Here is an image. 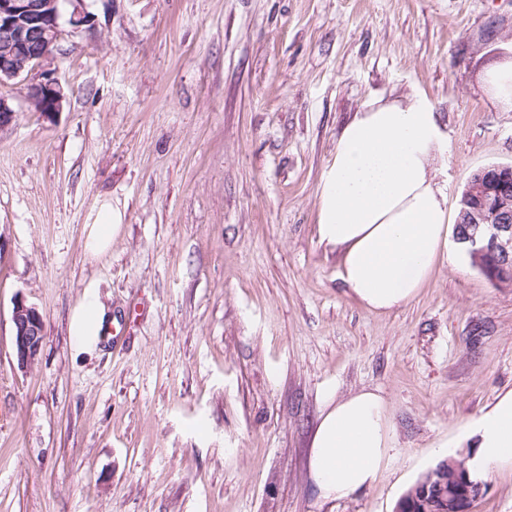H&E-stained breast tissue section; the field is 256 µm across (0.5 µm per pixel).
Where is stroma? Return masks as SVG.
I'll list each match as a JSON object with an SVG mask.
<instances>
[{
    "label": "stroma",
    "instance_id": "obj_1",
    "mask_svg": "<svg viewBox=\"0 0 512 512\" xmlns=\"http://www.w3.org/2000/svg\"><path fill=\"white\" fill-rule=\"evenodd\" d=\"M65 32L62 112L0 133V512H395L437 444L512 391V287L456 243L386 313L345 289L318 235L336 138L370 99L425 95L456 211L474 170L512 164V0H86ZM111 210L110 251L84 227ZM97 283L119 338L76 353ZM43 318L19 367L17 301ZM380 389L392 449L336 501L309 474L328 394ZM469 512H512V465ZM484 85L492 99L512 107V60H506L487 72Z\"/></svg>",
    "mask_w": 512,
    "mask_h": 512
}]
</instances>
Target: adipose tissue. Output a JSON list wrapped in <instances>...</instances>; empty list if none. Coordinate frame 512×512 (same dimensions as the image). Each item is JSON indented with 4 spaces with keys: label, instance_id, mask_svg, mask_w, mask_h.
I'll list each match as a JSON object with an SVG mask.
<instances>
[{
    "label": "adipose tissue",
    "instance_id": "1",
    "mask_svg": "<svg viewBox=\"0 0 512 512\" xmlns=\"http://www.w3.org/2000/svg\"><path fill=\"white\" fill-rule=\"evenodd\" d=\"M447 138L422 94L375 98L340 131L321 179L318 235L340 253L339 276L368 309L385 313L414 299L448 251V188L436 160ZM110 316L89 284L70 316L74 348H97ZM380 390L328 396L311 442L310 477L321 499L372 486L391 447ZM473 471L512 464V392L473 424Z\"/></svg>",
    "mask_w": 512,
    "mask_h": 512
}]
</instances>
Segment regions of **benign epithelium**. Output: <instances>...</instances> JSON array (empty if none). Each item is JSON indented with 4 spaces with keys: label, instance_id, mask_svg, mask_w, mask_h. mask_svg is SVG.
Here are the masks:
<instances>
[{
    "label": "benign epithelium",
    "instance_id": "7a95c632",
    "mask_svg": "<svg viewBox=\"0 0 512 512\" xmlns=\"http://www.w3.org/2000/svg\"><path fill=\"white\" fill-rule=\"evenodd\" d=\"M86 0H0V84L26 85L27 97L37 112L63 110L67 92L52 65L61 55L63 24L72 30L89 28L94 15ZM456 223L467 227L456 242L476 259H494L498 275L492 282L512 284V164L489 165L467 179L462 208ZM43 318L24 301L12 312V342L18 365L27 367L39 356L43 342ZM455 483L431 469L413 489L412 496L433 494L439 512H468L472 500L483 493L484 483L462 466Z\"/></svg>",
    "mask_w": 512,
    "mask_h": 512
}]
</instances>
